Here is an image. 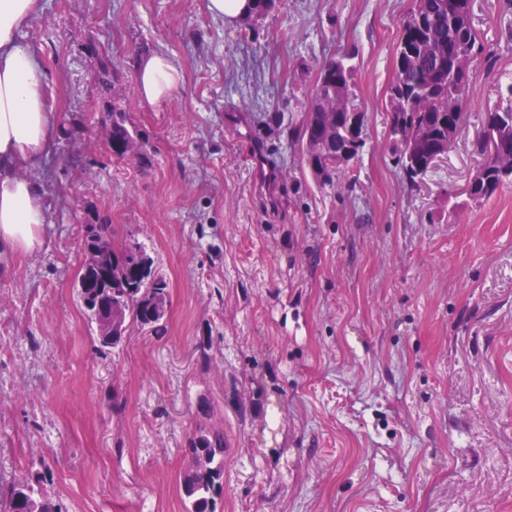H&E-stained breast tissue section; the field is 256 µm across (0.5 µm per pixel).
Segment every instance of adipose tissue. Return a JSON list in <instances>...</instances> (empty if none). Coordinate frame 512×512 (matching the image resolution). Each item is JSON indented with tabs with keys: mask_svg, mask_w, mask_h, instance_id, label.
Segmentation results:
<instances>
[{
	"mask_svg": "<svg viewBox=\"0 0 512 512\" xmlns=\"http://www.w3.org/2000/svg\"><path fill=\"white\" fill-rule=\"evenodd\" d=\"M38 13V0H0V259L30 254L43 244L47 189L35 173L51 153L59 116L45 98V71L19 32ZM182 75L163 53L139 60L141 102L162 105Z\"/></svg>",
	"mask_w": 512,
	"mask_h": 512,
	"instance_id": "obj_1",
	"label": "adipose tissue"
}]
</instances>
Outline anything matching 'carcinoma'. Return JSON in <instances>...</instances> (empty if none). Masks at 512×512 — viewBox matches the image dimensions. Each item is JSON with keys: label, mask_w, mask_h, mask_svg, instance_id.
Here are the masks:
<instances>
[{"label": "carcinoma", "mask_w": 512, "mask_h": 512, "mask_svg": "<svg viewBox=\"0 0 512 512\" xmlns=\"http://www.w3.org/2000/svg\"><path fill=\"white\" fill-rule=\"evenodd\" d=\"M280 0H253L249 21L256 22L279 8ZM413 10L424 17L426 27L414 31L401 22L398 42L417 47L410 59L396 57L393 81L389 88V130L398 154V165L413 187L424 179L428 156L409 154L412 129H423L432 148L452 145L453 129L464 123L463 104L468 100L478 64L494 67V56L479 41L473 27L467 0H461L458 22L450 25L448 0H414ZM91 54L99 62L98 80L104 87L114 84L109 48L93 43ZM347 53L326 60L320 67L303 125L302 150L314 181L332 186L340 172L327 163L336 151V138L322 132L336 125V98L354 101L355 68ZM499 101L486 112L482 134L474 142L475 151L484 157V179L468 185L470 200L481 203L503 184L502 170H512V80L500 84ZM112 154L127 156L135 143L141 146L139 163H151L148 143L141 131L129 122L117 104L105 113ZM83 241L93 250L91 260H83L80 276L84 287L79 298L90 322L112 318V327H138L157 332L167 313L169 284L153 273L142 244L129 238L117 245L108 224L84 225ZM187 466L180 486L187 512H216L217 499L224 492V432L198 427L184 446ZM47 473L42 472L9 484L0 483V512H67L63 504L48 494Z\"/></svg>", "instance_id": "cac0c4a2"}]
</instances>
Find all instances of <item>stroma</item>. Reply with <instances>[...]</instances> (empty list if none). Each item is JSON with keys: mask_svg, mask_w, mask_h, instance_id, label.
Masks as SVG:
<instances>
[{"mask_svg": "<svg viewBox=\"0 0 512 512\" xmlns=\"http://www.w3.org/2000/svg\"><path fill=\"white\" fill-rule=\"evenodd\" d=\"M39 4L20 37L62 127L41 172L45 245L0 262V480L47 467L68 512H184L182 448L206 425L228 448L217 512H512V185L480 204L464 192L512 73V0H473L496 66L417 187L388 109L412 0H281L247 28L206 0ZM93 41L149 167L108 149ZM345 51L366 145L323 187L301 127L320 64ZM155 52L184 81L152 108L134 74ZM229 111L263 140L274 195ZM91 221L138 239L167 279L163 332L100 348L73 288ZM92 55H95L99 62L98 80L103 87H110L114 84V70L112 69V56L108 47L92 43L89 48Z\"/></svg>", "mask_w": 512, "mask_h": 512, "instance_id": "1", "label": "stroma"}]
</instances>
